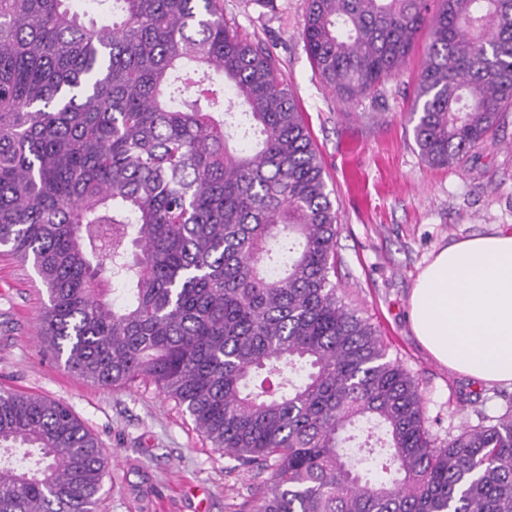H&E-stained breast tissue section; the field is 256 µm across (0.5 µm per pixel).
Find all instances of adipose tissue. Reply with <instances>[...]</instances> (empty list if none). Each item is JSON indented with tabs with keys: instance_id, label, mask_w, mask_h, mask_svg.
<instances>
[{
	"instance_id": "adipose-tissue-1",
	"label": "adipose tissue",
	"mask_w": 512,
	"mask_h": 512,
	"mask_svg": "<svg viewBox=\"0 0 512 512\" xmlns=\"http://www.w3.org/2000/svg\"><path fill=\"white\" fill-rule=\"evenodd\" d=\"M416 336L437 361L484 382L512 383V234L441 249L410 296Z\"/></svg>"
}]
</instances>
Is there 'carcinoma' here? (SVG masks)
<instances>
[{
  "mask_svg": "<svg viewBox=\"0 0 512 512\" xmlns=\"http://www.w3.org/2000/svg\"><path fill=\"white\" fill-rule=\"evenodd\" d=\"M92 2L112 21L0 0V246L46 287L43 353L154 386L271 470L251 512H512V409L439 440L337 295L336 211L271 48L224 0ZM427 23L408 121L428 164L458 166L512 111V0H307L302 40L351 100ZM105 476L70 407L0 389V512H95Z\"/></svg>",
  "mask_w": 512,
  "mask_h": 512,
  "instance_id": "1",
  "label": "carcinoma"
}]
</instances>
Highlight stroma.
<instances>
[{"label":"stroma","instance_id":"obj_1","mask_svg":"<svg viewBox=\"0 0 512 512\" xmlns=\"http://www.w3.org/2000/svg\"><path fill=\"white\" fill-rule=\"evenodd\" d=\"M306 8V0H224V21L273 44L337 212L338 295L376 326L389 356L417 381L431 430L444 440L477 424L478 412L502 414L512 385L438 362L412 330L408 300L441 248L512 232V112L476 158L458 167L426 164L406 114L429 28L375 96L346 101L311 66L300 36ZM46 301L31 264L0 251V388L71 407L99 438L107 476L98 512H248L266 474L211 448L184 408L149 386H99L44 356L37 325Z\"/></svg>","mask_w":512,"mask_h":512}]
</instances>
